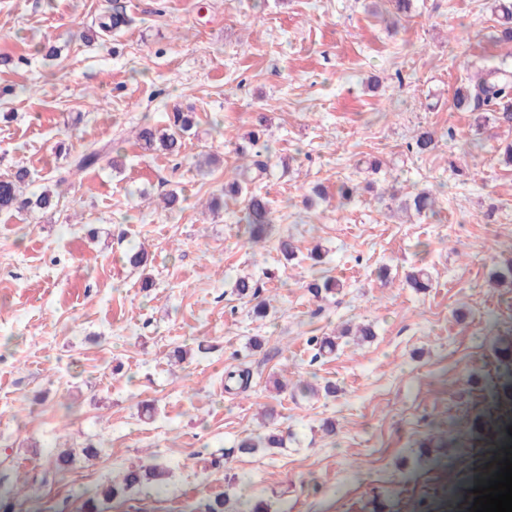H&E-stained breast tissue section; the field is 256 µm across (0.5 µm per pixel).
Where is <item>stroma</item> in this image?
Segmentation results:
<instances>
[{
	"label": "stroma",
	"mask_w": 512,
	"mask_h": 512,
	"mask_svg": "<svg viewBox=\"0 0 512 512\" xmlns=\"http://www.w3.org/2000/svg\"><path fill=\"white\" fill-rule=\"evenodd\" d=\"M491 3L414 0L393 30L390 0H0V175L25 169L24 196L59 197L0 213V502L82 512L158 464L163 488L108 512L224 495L240 512H470L512 435V287L494 277L512 267V127L452 106L477 68L512 66L485 37ZM116 7L117 34L101 26ZM175 112L194 115L179 154L144 148L138 130ZM424 130L437 149L408 152ZM253 132L273 219L256 245L224 192ZM89 148L99 164L72 173ZM393 188L430 189L434 212L404 216L380 197ZM320 276L340 290L315 297ZM360 323L372 339L343 335ZM239 369L247 388L226 378ZM269 434L280 447L237 452ZM161 476L162 471L159 470L157 465L145 469L142 467H131L122 474L118 482L113 480L112 485L103 489L101 492L102 501H109L122 493L155 481L161 478Z\"/></svg>",
	"instance_id": "35a3bbf8"
}]
</instances>
